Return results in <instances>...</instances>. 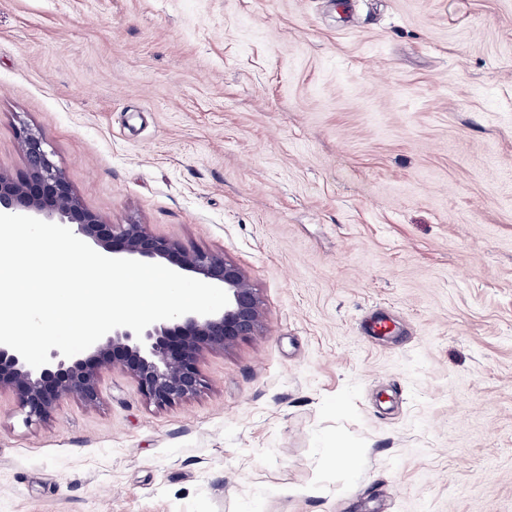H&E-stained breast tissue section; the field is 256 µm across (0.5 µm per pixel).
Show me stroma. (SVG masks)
I'll return each mask as SVG.
<instances>
[{
  "instance_id": "1",
  "label": "stroma",
  "mask_w": 512,
  "mask_h": 512,
  "mask_svg": "<svg viewBox=\"0 0 512 512\" xmlns=\"http://www.w3.org/2000/svg\"><path fill=\"white\" fill-rule=\"evenodd\" d=\"M23 127L264 318L172 406L0 393V512H512V0H0Z\"/></svg>"
}]
</instances>
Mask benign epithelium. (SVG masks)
Segmentation results:
<instances>
[{"label":"benign epithelium","mask_w":512,"mask_h":512,"mask_svg":"<svg viewBox=\"0 0 512 512\" xmlns=\"http://www.w3.org/2000/svg\"><path fill=\"white\" fill-rule=\"evenodd\" d=\"M26 172H0V213L23 214L67 225L115 258L168 263L191 277L222 288L228 304L211 315L186 314L149 325L142 338L126 327L112 330L72 357L53 348L49 363L31 367L12 348L0 344V391H11L25 423L47 420L66 397L87 405L99 402L101 372L117 366L131 375L141 397L158 407L197 395L206 385L199 353L226 349L255 336L263 326V303L245 272L217 253L187 252L178 242L147 225L108 224L88 210L43 148L42 138L19 131Z\"/></svg>","instance_id":"benign-epithelium-1"}]
</instances>
